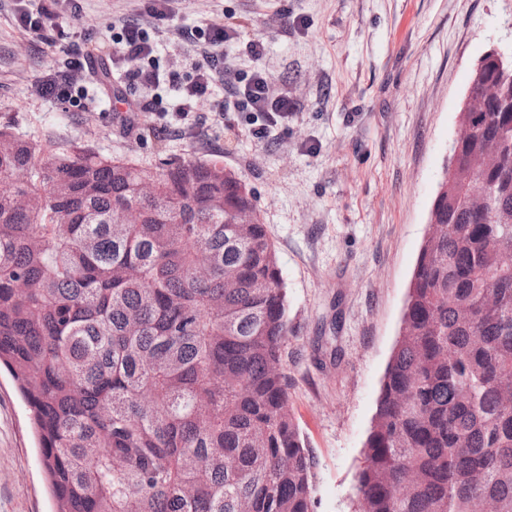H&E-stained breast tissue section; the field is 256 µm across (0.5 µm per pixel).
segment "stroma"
Returning <instances> with one entry per match:
<instances>
[{
    "instance_id": "35a3bbf8",
    "label": "stroma",
    "mask_w": 512,
    "mask_h": 512,
    "mask_svg": "<svg viewBox=\"0 0 512 512\" xmlns=\"http://www.w3.org/2000/svg\"><path fill=\"white\" fill-rule=\"evenodd\" d=\"M144 5L81 0L24 32L14 0H0V127L146 165L220 159L254 190L287 292L289 403L315 458L313 512H357L365 443L472 67L512 43V0H175L150 33L161 72L188 74L186 33L245 20L224 44L227 69L265 71L297 104L262 141L224 86L165 136L154 112L123 123L129 104L171 103L165 84L94 82L64 103L38 95L44 72L85 40L112 45L114 23ZM249 39L265 43L262 58L247 57ZM51 510L28 408L1 373L0 512Z\"/></svg>"
}]
</instances>
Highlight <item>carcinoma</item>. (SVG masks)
Listing matches in <instances>:
<instances>
[{
	"instance_id": "1",
	"label": "carcinoma",
	"mask_w": 512,
	"mask_h": 512,
	"mask_svg": "<svg viewBox=\"0 0 512 512\" xmlns=\"http://www.w3.org/2000/svg\"><path fill=\"white\" fill-rule=\"evenodd\" d=\"M409 286L358 512H512V69L488 64ZM24 172L16 184L12 177ZM143 181L156 194L143 198ZM136 212L114 224L118 209ZM291 330L254 193L0 128V365L53 512H312Z\"/></svg>"
}]
</instances>
